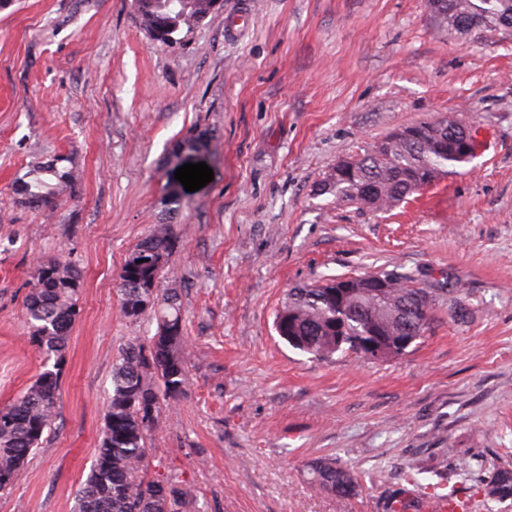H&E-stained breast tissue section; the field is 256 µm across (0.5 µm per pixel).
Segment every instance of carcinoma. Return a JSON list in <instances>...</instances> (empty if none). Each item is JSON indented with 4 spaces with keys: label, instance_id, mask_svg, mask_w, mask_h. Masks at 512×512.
<instances>
[{
    "label": "carcinoma",
    "instance_id": "carcinoma-1",
    "mask_svg": "<svg viewBox=\"0 0 512 512\" xmlns=\"http://www.w3.org/2000/svg\"><path fill=\"white\" fill-rule=\"evenodd\" d=\"M209 0H135L153 40L167 44L182 30H191L211 14ZM439 27L456 39L483 38L512 31V0H427ZM421 137L385 149L381 140L367 154L352 159L346 173L324 181L321 194L338 204H357L374 211L393 207L431 184L448 168L468 162L473 153L462 149L474 143L470 128L452 115L413 124ZM203 130L180 140L169 163L179 168L186 157L207 149ZM77 193V178L69 156L55 164L40 161L16 178L21 205L54 209L57 200ZM169 224H159L125 256L120 271V305L125 318L137 320L154 313L157 331L146 342L128 345L112 371V394L96 459L77 494L78 512H192L188 491L173 480L146 478L147 440L159 425L162 403L180 396L186 385L184 325L179 294L158 288L160 276L176 246ZM389 282L386 300L359 291L345 293L337 280L291 288L277 310V334L296 350L316 360L336 354L371 360L363 342L375 335L415 341L429 328L439 292L419 288L410 273L382 274ZM82 273L60 260H42L35 269L26 299L29 336L52 362L27 391L0 408V490L11 487L25 462L51 427L60 400V377L78 313ZM311 475L322 490L339 498L357 495L359 482L350 469L334 459H318ZM484 496H512V468L497 469L485 484Z\"/></svg>",
    "mask_w": 512,
    "mask_h": 512
}]
</instances>
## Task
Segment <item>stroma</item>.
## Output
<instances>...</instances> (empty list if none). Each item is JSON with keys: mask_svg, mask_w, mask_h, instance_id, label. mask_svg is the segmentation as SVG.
<instances>
[{"mask_svg": "<svg viewBox=\"0 0 512 512\" xmlns=\"http://www.w3.org/2000/svg\"><path fill=\"white\" fill-rule=\"evenodd\" d=\"M441 114L474 130L470 162L386 212L319 195L338 161ZM204 129L195 160L214 178L189 192L168 154ZM56 155L78 195L48 218L14 181ZM159 224L177 235L160 286L180 295L188 384L147 442L148 476L178 479L201 512H390L398 488L407 512L435 493L512 512L483 496L512 465V35L451 39L426 0H224L168 45L132 0L0 9V407L44 366L25 314L37 261L83 275L56 418L0 512H76L112 370L156 331L122 315L118 283ZM391 270L462 287L465 320L440 302L376 363L316 361L277 335L290 288ZM322 457L356 472L357 496L312 483Z\"/></svg>", "mask_w": 512, "mask_h": 512, "instance_id": "35a3bbf8", "label": "stroma"}]
</instances>
